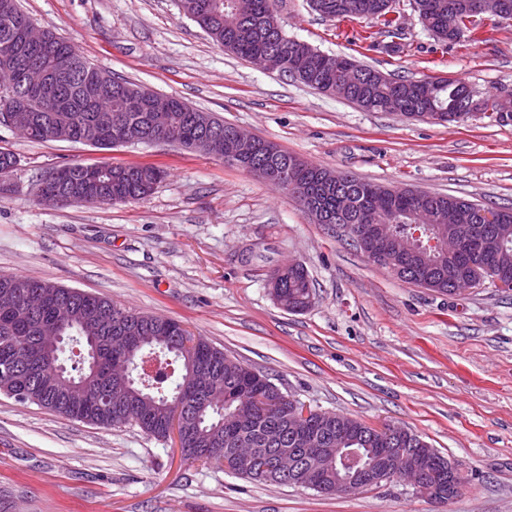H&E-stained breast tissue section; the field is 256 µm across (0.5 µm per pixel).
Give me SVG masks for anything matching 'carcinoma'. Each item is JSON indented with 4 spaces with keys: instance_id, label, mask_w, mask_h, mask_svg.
<instances>
[{
    "instance_id": "obj_1",
    "label": "carcinoma",
    "mask_w": 512,
    "mask_h": 512,
    "mask_svg": "<svg viewBox=\"0 0 512 512\" xmlns=\"http://www.w3.org/2000/svg\"><path fill=\"white\" fill-rule=\"evenodd\" d=\"M392 0H316L315 11L328 19H357L361 13L380 21L381 33L391 39H403V28L397 18L388 17L392 11ZM185 15L196 18L199 26L208 28V36L217 44L236 56L250 60L259 54L283 57L288 70L302 74L300 82L321 92L349 81L348 101L368 112H387L389 109L412 119L420 120L432 112L454 114V110L468 102L469 97L479 98L467 84L447 78L423 80L390 79L381 77V72L360 64L351 55L336 56V66H325L321 52L310 44L292 39L285 34L267 32L264 20L274 8L275 0H180ZM475 0H413L415 11L423 25L440 41L455 44L466 35L475 34L466 22ZM31 17L21 9L19 0H0V65L13 49L14 34ZM49 45L45 48L41 62L48 67L72 70L65 107L58 109L45 97L20 98L16 92L0 87V124L4 113L15 104L28 106L35 115L34 128L29 140L46 142L43 128L54 125L68 135L87 123H96L102 128H117L126 122L148 125V112L137 103L127 100L124 90L136 88V84L108 77L110 87L104 91L80 78V71L91 70L93 65L67 41L48 33ZM490 117L497 122L512 121V98L502 101L488 98ZM203 119L206 113L198 111L178 98H173L169 114V134L178 147L187 152L199 151L202 123L191 121V116ZM288 152L278 156L258 149L252 163L272 172L270 184L280 186L288 175L298 180L313 204L320 208L329 224H367L368 213L378 209L387 217V224L398 235H409L413 230L423 231L422 245L410 262L423 275L431 279V290L448 293V281L453 278L469 280L472 271L471 256L464 252L453 267L448 259L429 245L430 235L426 227L412 224V214L418 208H426L433 214L453 209L460 224H481L479 212L483 207L468 200L423 193L413 196L408 188H389L352 178L341 185L326 183L321 169L307 164L302 170L288 172ZM102 179L103 199L101 203L136 201L147 197L166 176V171L155 164H111L98 165ZM495 217L493 232L499 235L501 245L492 263L495 276L512 282V208H491ZM47 285V282L16 274H0V292L11 290L20 296V307H26L25 295ZM282 294L290 305H303L313 297L312 283L304 268L288 272L283 281ZM79 314L84 316L93 309L112 312L116 320L107 324L98 341L97 354L85 358V365L65 369L64 376L76 383L90 377L99 393L112 395V399L130 392L150 399V410L135 422L144 433L157 439L168 438L167 418L169 404L180 400L188 422L183 435L182 453L186 459L204 463L221 464V458L230 455V448L237 441L249 448H257L266 455L277 447L272 434L288 427V404L280 400L273 390L269 391V404L259 408L253 418L242 423L236 413L252 386L261 384L267 376L255 371L224 354L201 337L192 336L183 325L172 318L148 314L130 313L132 318L147 322L145 335L151 337L147 347L157 352L159 359L171 360L173 368H181L180 378L162 380L151 375L139 377L135 373L124 383L112 379V355L119 349L121 322L125 320L121 309L109 300L86 294L74 297ZM48 315L45 309H33L26 316L0 311V363L11 357H22L44 375L43 384L30 383L24 393L15 397L19 402L37 404L52 412L86 421L100 427H122L116 404L91 402L80 413L73 412L53 389L52 378L65 365V349L46 345L39 336V324ZM207 357L222 370L224 379L240 385L236 391L224 389V412L208 405L210 393L201 385L187 382L186 377L195 367L196 360ZM349 448H363L370 442L365 435L366 423L358 418L344 415ZM341 469L340 458L331 456L322 477L320 492H336V471Z\"/></svg>"
}]
</instances>
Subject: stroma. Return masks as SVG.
<instances>
[{
  "label": "stroma",
  "instance_id": "35a3bbf8",
  "mask_svg": "<svg viewBox=\"0 0 512 512\" xmlns=\"http://www.w3.org/2000/svg\"><path fill=\"white\" fill-rule=\"evenodd\" d=\"M33 22L104 73L180 98L314 166L379 185L512 206V122L366 112L224 50L179 0H20ZM402 52L362 48L374 19L321 18L277 0L288 37L386 74L450 77L512 96V25L484 18L474 41L442 45L412 0H393ZM18 159L0 190V274H19L177 319L313 411L404 427L467 479L439 503L395 479L353 495L255 482L185 460L174 439L101 428L0 393V512H512V289L448 295L401 281L288 193L177 146L100 149L32 142L0 124ZM78 161L157 163L147 198L47 206L37 185ZM298 261L310 309L276 304L271 271Z\"/></svg>",
  "mask_w": 512,
  "mask_h": 512
}]
</instances>
